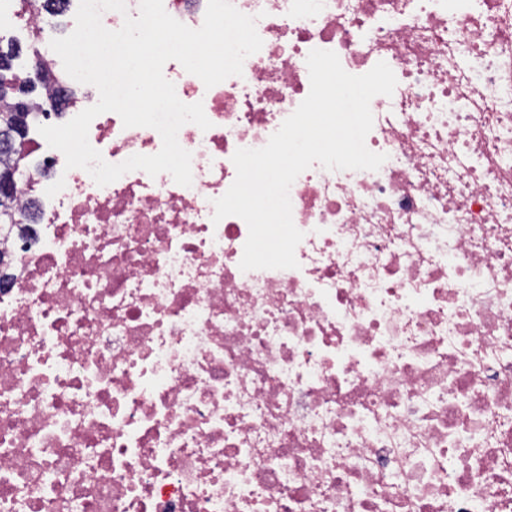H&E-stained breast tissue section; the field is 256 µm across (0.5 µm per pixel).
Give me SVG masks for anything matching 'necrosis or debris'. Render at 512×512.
I'll list each match as a JSON object with an SVG mask.
<instances>
[{
    "label": "necrosis or debris",
    "mask_w": 512,
    "mask_h": 512,
    "mask_svg": "<svg viewBox=\"0 0 512 512\" xmlns=\"http://www.w3.org/2000/svg\"><path fill=\"white\" fill-rule=\"evenodd\" d=\"M232 2L263 41L242 75L163 68L211 122L178 132L191 186L20 147L40 221L0 233V512H512V0ZM78 7L0 0L69 119L99 99L50 47ZM314 49L394 72L365 139L387 159L302 172L298 268L245 272L214 201ZM88 139L111 164L162 147L113 112Z\"/></svg>",
    "instance_id": "1"
}]
</instances>
